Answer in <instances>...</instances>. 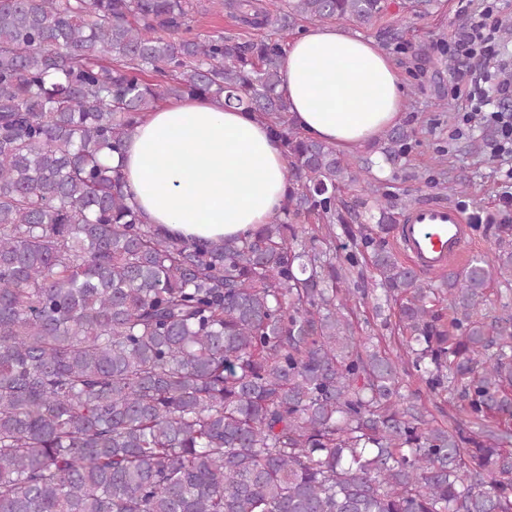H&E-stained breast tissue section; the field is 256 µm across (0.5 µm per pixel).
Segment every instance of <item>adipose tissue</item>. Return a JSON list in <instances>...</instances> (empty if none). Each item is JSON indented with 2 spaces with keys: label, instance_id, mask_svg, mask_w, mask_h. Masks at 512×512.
Wrapping results in <instances>:
<instances>
[{
  "label": "adipose tissue",
  "instance_id": "adipose-tissue-1",
  "mask_svg": "<svg viewBox=\"0 0 512 512\" xmlns=\"http://www.w3.org/2000/svg\"><path fill=\"white\" fill-rule=\"evenodd\" d=\"M289 119L305 137L347 151L397 125L405 94L371 40L322 26L284 48ZM118 164L146 223L180 241L242 235L280 215L288 193L284 147L256 114L209 96L148 112Z\"/></svg>",
  "mask_w": 512,
  "mask_h": 512
}]
</instances>
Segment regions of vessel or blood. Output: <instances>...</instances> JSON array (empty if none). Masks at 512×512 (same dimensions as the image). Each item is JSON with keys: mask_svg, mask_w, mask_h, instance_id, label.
<instances>
[{"mask_svg": "<svg viewBox=\"0 0 512 512\" xmlns=\"http://www.w3.org/2000/svg\"><path fill=\"white\" fill-rule=\"evenodd\" d=\"M398 245L422 274L444 272L470 245L465 213L449 201H425L408 209L400 221Z\"/></svg>", "mask_w": 512, "mask_h": 512, "instance_id": "obj_1", "label": "vessel or blood"}]
</instances>
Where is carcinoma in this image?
<instances>
[{"mask_svg":"<svg viewBox=\"0 0 512 512\" xmlns=\"http://www.w3.org/2000/svg\"><path fill=\"white\" fill-rule=\"evenodd\" d=\"M268 23L257 0H210ZM192 0H0V512H512V226L437 285L373 236L340 258L335 148L289 125L281 40L194 32ZM386 0H283L370 26ZM278 130L283 218L179 243L129 203L120 155L164 99ZM408 135L386 134L393 163ZM398 302L403 353L354 336L358 255ZM458 393L429 419L419 392ZM405 380L410 391L421 389L429 410L439 424L448 426L456 421L459 416L458 405L460 403L458 394L432 395L425 390V386L419 382L416 376L405 377Z\"/></svg>","mask_w":512,"mask_h":512,"instance_id":"carcinoma-1","label":"carcinoma"}]
</instances>
